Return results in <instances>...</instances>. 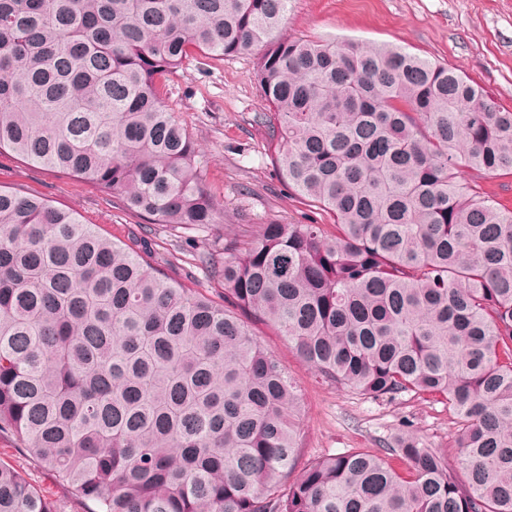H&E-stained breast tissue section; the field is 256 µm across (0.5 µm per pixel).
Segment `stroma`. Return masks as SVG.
Here are the masks:
<instances>
[{
    "instance_id": "obj_1",
    "label": "stroma",
    "mask_w": 512,
    "mask_h": 512,
    "mask_svg": "<svg viewBox=\"0 0 512 512\" xmlns=\"http://www.w3.org/2000/svg\"><path fill=\"white\" fill-rule=\"evenodd\" d=\"M277 34L404 47L467 74L512 108V0H290ZM163 99L202 148L209 189L224 207L223 223L205 231L151 224L89 184L9 157H0V184L74 210L128 245L148 241L167 277L215 295L218 280L194 263L193 253L223 258L225 240L246 238L257 224H303L310 213L271 165L267 129L258 119L267 103L255 55L187 61L167 77ZM249 325L303 394V439L294 471L322 456L382 448L406 428L456 460L455 429L442 405L407 395L389 400L338 391L316 379L283 338L257 320ZM0 460L24 472L63 512H83L67 486L3 435Z\"/></svg>"
}]
</instances>
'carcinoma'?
<instances>
[{"label": "carcinoma", "mask_w": 512, "mask_h": 512, "mask_svg": "<svg viewBox=\"0 0 512 512\" xmlns=\"http://www.w3.org/2000/svg\"><path fill=\"white\" fill-rule=\"evenodd\" d=\"M289 0H0V156L154 224L224 223L159 79L257 56L269 155L329 224L224 244L223 302L152 251L0 185V434L86 512H512V110L392 45L273 38ZM339 390L443 404L459 470L409 430L300 448L295 382L236 310ZM0 512H59L0 462ZM483 192L492 195L506 208H512V176L503 178L479 180L477 183Z\"/></svg>", "instance_id": "cac0c4a2"}]
</instances>
